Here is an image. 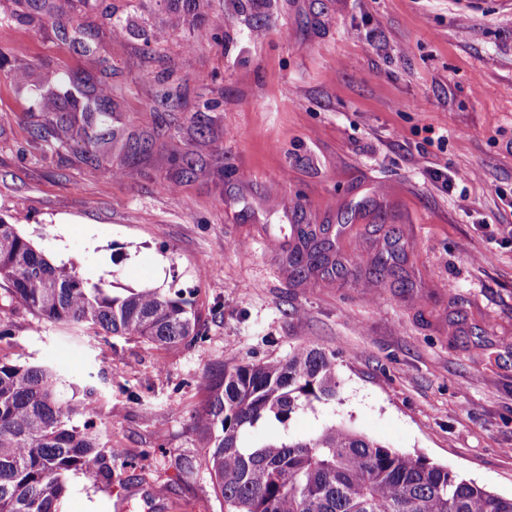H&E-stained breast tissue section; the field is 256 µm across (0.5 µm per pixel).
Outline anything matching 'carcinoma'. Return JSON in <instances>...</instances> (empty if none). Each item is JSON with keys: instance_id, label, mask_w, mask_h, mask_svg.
Segmentation results:
<instances>
[{"instance_id": "carcinoma-1", "label": "carcinoma", "mask_w": 512, "mask_h": 512, "mask_svg": "<svg viewBox=\"0 0 512 512\" xmlns=\"http://www.w3.org/2000/svg\"><path fill=\"white\" fill-rule=\"evenodd\" d=\"M15 92L45 112H64L66 134L76 123L96 122L86 153L95 156L117 139L109 121L112 98L97 96L84 111L77 76L31 80L11 77ZM343 266L332 245L313 230H299L288 254L298 282L327 266ZM0 289L42 321L96 337L127 336L168 350L205 339L195 288L117 291L90 283L74 269L53 265L17 231L0 220ZM52 364L19 365L0 359V512H61L70 473H111L124 462L114 448L105 459L94 420L73 424L91 402L63 399ZM206 405L191 414L205 448L204 462L225 512H512L501 496L423 456H411L371 440L343 423L315 436L289 432V422L313 402L336 397V357L314 347L298 348L286 360L222 367L203 374ZM264 426L279 428L259 436Z\"/></svg>"}]
</instances>
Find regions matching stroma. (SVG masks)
<instances>
[{
	"mask_svg": "<svg viewBox=\"0 0 512 512\" xmlns=\"http://www.w3.org/2000/svg\"><path fill=\"white\" fill-rule=\"evenodd\" d=\"M0 72L88 78L120 134L87 162L0 81V219L89 282L197 289L206 336L72 337L0 297V357L58 365L77 401L93 379L101 451H125L111 479L72 474L62 512H222L198 381L304 345L340 385L291 433L343 422L512 495V0H203L185 22L167 0H0ZM300 224L331 226L346 272L293 284Z\"/></svg>",
	"mask_w": 512,
	"mask_h": 512,
	"instance_id": "obj_1",
	"label": "stroma"
}]
</instances>
